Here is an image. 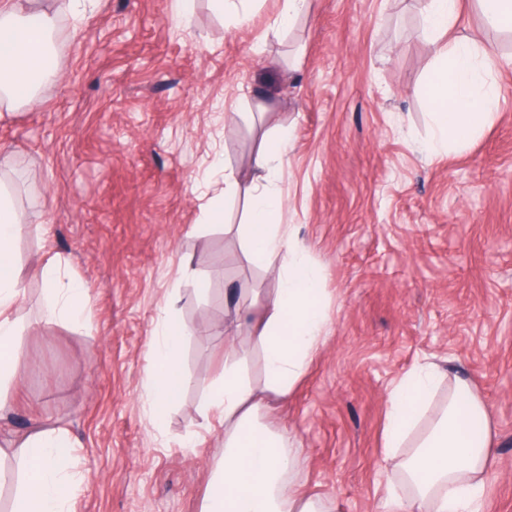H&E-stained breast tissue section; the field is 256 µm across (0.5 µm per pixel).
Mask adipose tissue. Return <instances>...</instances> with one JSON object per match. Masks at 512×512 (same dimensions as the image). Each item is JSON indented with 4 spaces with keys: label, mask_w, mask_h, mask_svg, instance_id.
Returning a JSON list of instances; mask_svg holds the SVG:
<instances>
[{
    "label": "adipose tissue",
    "mask_w": 512,
    "mask_h": 512,
    "mask_svg": "<svg viewBox=\"0 0 512 512\" xmlns=\"http://www.w3.org/2000/svg\"><path fill=\"white\" fill-rule=\"evenodd\" d=\"M82 0H0V109L38 103L37 88L47 76L45 60L54 47L61 16L80 20ZM461 0H425L427 35L440 48L426 88L434 129L430 150L463 148L493 121L500 101L494 63L487 48L460 33ZM288 133L272 130L254 158L255 177L248 188L247 245L252 260L267 263L281 257L278 286L265 301L273 314L252 328L261 349L264 382L241 376L236 364L224 368V378L210 391L206 413L224 425V457L208 486L202 512H331L326 501L303 495L293 475L297 448L286 433L263 426L260 412L268 395H287L303 375L323 340L327 319L320 288L322 275L301 248L290 245L279 219L282 198L275 185L287 149ZM22 230V216L9 193L0 190V416L13 410L16 360L21 350V326L15 317L25 294L16 269L13 242ZM37 274L45 287L42 318L48 323L79 325L87 318L86 290L64 280L60 266L48 260ZM187 337L184 326L161 315L149 343L146 390L155 415H162L187 383L180 355ZM442 374L432 365L419 366L395 385L388 396L389 423L384 454L394 457L417 427ZM481 432L472 435L470 426ZM72 439L54 429L30 433L20 446L24 459L22 482L10 512H70L77 481L70 472ZM494 453L489 415L465 380H455L443 416L415 444L406 478L430 512H481V490Z\"/></svg>",
    "instance_id": "1"
}]
</instances>
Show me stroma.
<instances>
[{"instance_id":"35a3bbf8","label":"stroma","mask_w":512,"mask_h":512,"mask_svg":"<svg viewBox=\"0 0 512 512\" xmlns=\"http://www.w3.org/2000/svg\"><path fill=\"white\" fill-rule=\"evenodd\" d=\"M281 4L247 0L238 18L195 0L183 20L171 0H94L79 24L62 21L58 77L38 105L0 112V184L24 219L13 251L27 288L0 440L68 431L71 512H201L224 452L206 394L229 355L262 377L247 336L230 348L210 328L225 290L263 299L276 286L224 226L246 224L253 157L279 127L281 221L321 270L327 311L306 373L260 416L299 445L295 482L334 512H387L384 489L402 484L383 460L387 397L431 362L485 404L495 459L482 512H512V33L464 0L461 29L501 61L499 111L466 149L431 154L436 46L420 0H316L278 33ZM260 96L275 109L250 120ZM228 172L238 193L220 225L210 209ZM48 258L84 284L85 326L42 320L35 269ZM167 305L190 333L193 383L158 421L143 379Z\"/></svg>"}]
</instances>
